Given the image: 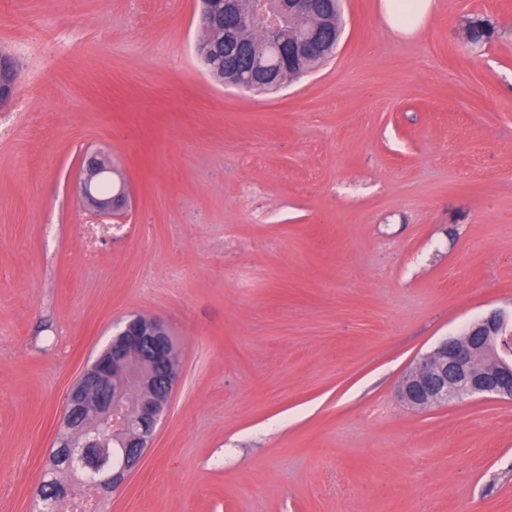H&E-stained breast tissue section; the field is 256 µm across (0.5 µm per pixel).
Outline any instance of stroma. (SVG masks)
<instances>
[{"label": "stroma", "mask_w": 512, "mask_h": 512, "mask_svg": "<svg viewBox=\"0 0 512 512\" xmlns=\"http://www.w3.org/2000/svg\"><path fill=\"white\" fill-rule=\"evenodd\" d=\"M335 55L272 94L194 54L200 0H0V512H33L66 395L132 313L183 367L102 512H512V401L414 410L415 361L512 316V0ZM131 205L82 210L85 151ZM18 82V71L12 58L6 54H0V106L9 101Z\"/></svg>", "instance_id": "1"}]
</instances>
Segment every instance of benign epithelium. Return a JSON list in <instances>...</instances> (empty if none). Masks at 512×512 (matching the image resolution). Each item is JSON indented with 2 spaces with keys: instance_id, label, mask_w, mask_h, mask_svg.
Wrapping results in <instances>:
<instances>
[{
  "instance_id": "1",
  "label": "benign epithelium",
  "mask_w": 512,
  "mask_h": 512,
  "mask_svg": "<svg viewBox=\"0 0 512 512\" xmlns=\"http://www.w3.org/2000/svg\"><path fill=\"white\" fill-rule=\"evenodd\" d=\"M201 22L222 35L226 45L241 46L244 25L261 40L242 61L224 70L226 87L259 80L274 89L294 64L321 56L330 45L329 20L314 0H250L242 16L240 0H201ZM248 23H243V19ZM302 30L282 35L285 27ZM275 54L279 69L266 71L262 54ZM18 82L12 58L0 54V105L9 101ZM113 174L96 152L86 153L76 178V192L85 211L111 217L124 213L131 193L125 181L101 190ZM182 379L175 338L167 324L131 314L113 328L107 345L70 388L53 447L66 449L67 464L81 472L96 494L116 491L138 471L162 425L174 391ZM417 410L454 400L478 397L512 400V329L501 312L471 323L458 336L440 341L406 374L398 391Z\"/></svg>"
}]
</instances>
